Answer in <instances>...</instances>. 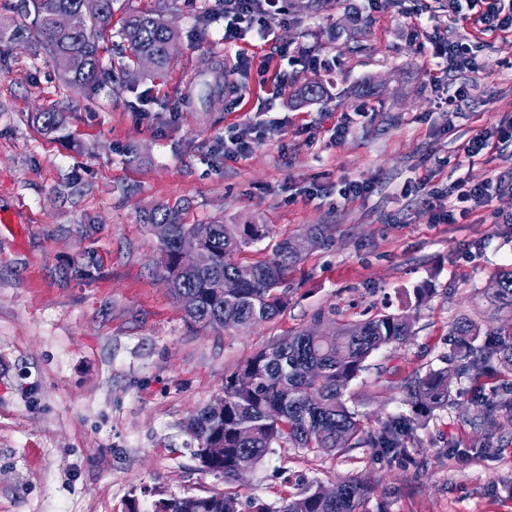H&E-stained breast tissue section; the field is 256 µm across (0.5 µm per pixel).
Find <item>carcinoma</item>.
I'll return each instance as SVG.
<instances>
[{"label":"carcinoma","instance_id":"obj_1","mask_svg":"<svg viewBox=\"0 0 512 512\" xmlns=\"http://www.w3.org/2000/svg\"><path fill=\"white\" fill-rule=\"evenodd\" d=\"M102 3L101 10L87 14L83 0H20L15 18L0 29V36L7 33L11 40L22 41L35 28L50 56L67 60V82L76 89L93 86L106 73L100 42L112 36L113 0ZM118 36L127 43L129 63L147 58L157 71L170 63L176 33L163 15L131 13ZM35 120L45 134L65 125L63 113L54 110L36 114ZM145 221L167 229L160 238L166 255L161 269L163 276L173 279L170 292L189 322L203 327L222 318L231 328H246L275 318L285 307L288 273L296 259L290 239L280 241L271 258L243 264L234 256L259 240L256 224H183L171 209H158ZM199 230L205 233L204 247L210 254L209 265L203 268L195 267L177 248L183 236ZM231 276L240 279V288L226 296L221 284ZM494 306L512 308V270L496 279ZM332 330L333 335L325 337L311 335L308 328L299 330L256 353L224 377L223 406L208 404L185 419L182 429L195 445V458L208 448L224 449L222 455L201 462L207 472L233 479L241 469H255L284 439L296 448L334 453L370 444L382 456L393 457L406 448L421 420L451 404L453 380L475 378L495 361L512 370V323L483 340L479 324L462 316L449 331L453 348L448 366L405 379L411 414L387 419L373 436L348 407L345 391L374 352L412 335V322L405 315L388 313L335 322ZM242 377L252 379V384H241ZM296 485L297 491L279 507L255 499L252 512H366V489L358 481L339 483L342 492L336 498L322 496L317 482L300 479ZM153 512H238V498L231 493L172 497L156 501Z\"/></svg>","mask_w":512,"mask_h":512}]
</instances>
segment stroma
I'll return each instance as SVG.
<instances>
[{"instance_id": "1", "label": "stroma", "mask_w": 512, "mask_h": 512, "mask_svg": "<svg viewBox=\"0 0 512 512\" xmlns=\"http://www.w3.org/2000/svg\"><path fill=\"white\" fill-rule=\"evenodd\" d=\"M268 42L242 44L248 74L223 52L222 0H177V32L164 75L121 70V40L102 43L112 71L72 88L41 38L0 45V512H151L155 501L232 491L239 512L258 498L280 506L289 477L325 486L357 480L367 512H512V409L480 425L471 399L512 397V370L493 366L452 386V405L417 426L395 459L370 446L336 454L284 444L257 468L224 481L201 471L180 424L220 394L224 377L319 313L336 322L410 315L413 336L375 352L347 390L349 405L379 430L408 412L404 379L446 366L448 331L461 316L491 330V285L512 269V144L468 162L479 129L512 118V29L448 23V0H287ZM431 12L449 38H464L477 67L444 73L415 25ZM335 58L320 100L300 98L314 73L288 87L279 46ZM219 70L221 94L198 100L199 72ZM467 84L460 112L448 93ZM67 116L42 134L47 107ZM349 132L335 137L341 121ZM252 131L243 159L225 140ZM427 177L419 186V177ZM496 182L487 210L435 224L427 199L457 180ZM348 181L370 187L346 201ZM178 208L182 223L264 224L241 253L272 257L285 238L306 245L288 275L275 320L214 330L186 321L157 262L144 216ZM98 225L93 237L85 227ZM92 266L93 275L74 276ZM457 454H449V447Z\"/></svg>"}]
</instances>
